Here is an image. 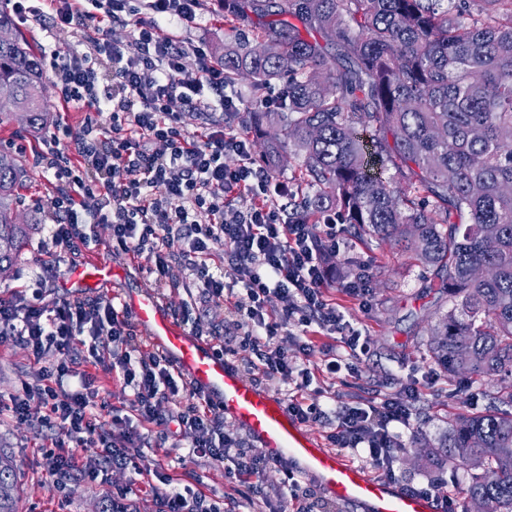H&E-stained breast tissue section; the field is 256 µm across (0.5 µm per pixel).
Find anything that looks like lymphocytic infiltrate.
Returning a JSON list of instances; mask_svg holds the SVG:
<instances>
[{"instance_id": "lymphocytic-infiltrate-1", "label": "lymphocytic infiltrate", "mask_w": 512, "mask_h": 512, "mask_svg": "<svg viewBox=\"0 0 512 512\" xmlns=\"http://www.w3.org/2000/svg\"><path fill=\"white\" fill-rule=\"evenodd\" d=\"M198 5L199 0H66L56 10L61 24L93 34L91 55L53 50L47 57L64 101L84 117L79 129L62 126L64 146L41 158L59 185L45 214L54 249L39 287L0 299V341L19 344L36 359L51 350L61 359L41 382L23 384L7 410L25 421L31 402L42 405L44 465L53 474L78 469L73 451L79 447L92 449L105 465L132 466L135 449L152 431L160 443L187 446L189 457L231 461V491L220 502L155 472L142 492L158 512H242L257 499L269 512L289 506L314 512V503L296 495L288 501L271 498L261 482L267 457L249 454L242 437L225 432L216 406L172 373L166 356L138 342L128 310L100 297L43 302L42 285L56 277L64 254L88 246L79 211L86 199H96L93 219L110 226L113 254L149 263L159 288L173 286L177 267L191 272L202 302H228L243 289L250 304L246 320L234 326L239 346L221 344L219 354L238 357L264 380L287 381V407L300 422L324 424L333 447L395 479L397 453L414 427L410 403L418 391L329 410L305 403L303 394L318 374L357 372L370 352L325 287L333 272L327 259L340 251L336 216L326 214L319 224L289 220L271 178L254 166L247 140L232 127L211 123L213 109H236L223 66L213 62L205 44L181 46L163 33L169 23H194ZM125 19L133 26L130 39L112 43L113 23ZM190 56L197 75L187 79L184 60ZM92 57L104 72L88 66ZM188 109L199 119L193 132L183 121ZM229 153L238 156L236 167L225 165ZM273 297L280 308L269 307ZM291 324L337 336V344L323 349L318 369L274 345V337ZM84 336L89 344L83 351ZM84 355L116 377L128 397L126 427L119 433L96 431L106 404L97 375L77 366ZM163 401L164 411L158 408Z\"/></svg>"}]
</instances>
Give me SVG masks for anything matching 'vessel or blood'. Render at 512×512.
<instances>
[{
    "mask_svg": "<svg viewBox=\"0 0 512 512\" xmlns=\"http://www.w3.org/2000/svg\"><path fill=\"white\" fill-rule=\"evenodd\" d=\"M111 277V260L98 252L70 273L71 280L81 283ZM119 303L134 315L180 375L216 403L225 418L247 434L269 459L288 460L299 475L315 480L330 498L356 504L361 512H437L431 497L404 492L324 448L281 398L257 386L217 355L208 342L166 315L152 293L128 291L120 296Z\"/></svg>",
    "mask_w": 512,
    "mask_h": 512,
    "instance_id": "1",
    "label": "vessel or blood"
}]
</instances>
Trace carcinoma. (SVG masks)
<instances>
[{"label": "carcinoma", "mask_w": 512, "mask_h": 512, "mask_svg": "<svg viewBox=\"0 0 512 512\" xmlns=\"http://www.w3.org/2000/svg\"><path fill=\"white\" fill-rule=\"evenodd\" d=\"M224 82L251 81L246 124L272 173L293 145V218L333 211L361 235L413 251L459 302L432 331L431 359L475 381L512 375V0H224ZM40 54L0 44V94L49 123ZM283 87L278 121L261 92ZM394 170L382 177L387 170ZM22 163L0 153V269L34 225L17 224ZM458 416L434 447L469 475L468 501L512 512V392ZM0 512L18 473L0 453Z\"/></svg>", "instance_id": "cac0c4a2"}]
</instances>
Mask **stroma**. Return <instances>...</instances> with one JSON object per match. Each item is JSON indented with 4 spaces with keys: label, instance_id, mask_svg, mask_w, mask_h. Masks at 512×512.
<instances>
[{
    "label": "stroma",
    "instance_id": "35a3bbf8",
    "mask_svg": "<svg viewBox=\"0 0 512 512\" xmlns=\"http://www.w3.org/2000/svg\"><path fill=\"white\" fill-rule=\"evenodd\" d=\"M33 5L35 14L19 21L18 30L36 51L46 48L87 51L86 38L74 29L58 25L42 0H34ZM226 31L224 0H202L195 24L187 27L173 24L167 28L174 40L205 43L214 57L224 51ZM48 139V132L32 131L19 119L0 126V151L15 155L28 173L15 216L36 226L18 261L0 274V297L33 287L51 247L42 209L48 205L54 187L37 163V155L44 150ZM88 233L91 241L87 251L65 256L60 278L49 284L44 294L46 304H54L62 297H109L125 288L158 291L155 276L145 261L124 256L113 257L111 280L91 282L79 288L68 285L66 274L84 264L90 252L110 251L109 225L92 224ZM346 238L349 246L340 259L368 269L372 275L370 295L367 302H360L344 293L335 279L329 283L328 292L346 321L368 339L370 353L357 373L344 372L333 379H320L311 385L306 398L323 408L332 403L339 407L357 406L379 392L399 396L402 386L419 382V396L412 406L416 426L405 437L395 470L396 481L419 485L443 483V492L452 501L454 512H465L467 502L459 489L466 484V476L452 470L435 449L418 447L416 439L420 436L439 439L457 415L483 413L490 394L512 390V377H498L491 383L481 384L463 375L451 377L440 373L430 358V332L439 314L450 310L452 303L437 288L432 269L401 247L360 239L354 228H347ZM160 293L165 311L186 327L198 322L207 328L221 327L231 320L227 305L195 303L186 288H168ZM59 359V354L51 351L37 361L20 346L0 343V400H8L22 382H37L42 368L56 365ZM99 395L107 409L96 422L97 430L121 431L120 418L125 415L128 403L120 384L111 376L101 375ZM31 413L32 420L25 422L0 417V450L12 455L21 470L19 512H99L102 502L111 499L113 486L137 482L138 476L131 469L108 471L93 482L74 474H49L43 466L42 441L33 424L34 417L40 416L42 410L35 405ZM136 455L140 467L165 470L179 485L199 486L210 499H223L230 488L225 476L226 463L189 458L182 448L162 450L148 446L137 449Z\"/></svg>",
    "mask_w": 512,
    "mask_h": 512
}]
</instances>
